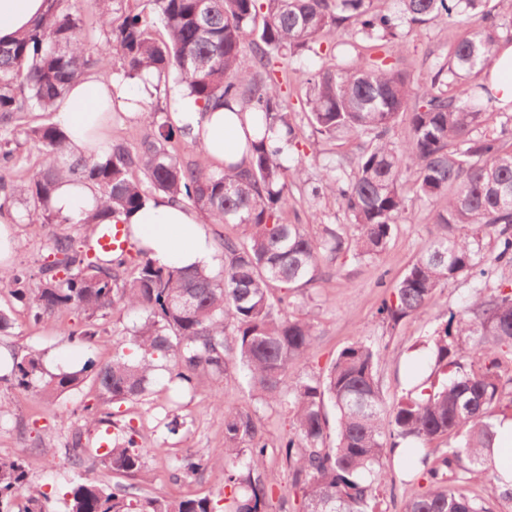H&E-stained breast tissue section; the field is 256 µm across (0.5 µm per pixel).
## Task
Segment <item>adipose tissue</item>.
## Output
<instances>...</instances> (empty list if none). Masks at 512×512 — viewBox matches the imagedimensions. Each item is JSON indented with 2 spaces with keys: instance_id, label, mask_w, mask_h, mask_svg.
Returning <instances> with one entry per match:
<instances>
[{
  "instance_id": "obj_1",
  "label": "adipose tissue",
  "mask_w": 512,
  "mask_h": 512,
  "mask_svg": "<svg viewBox=\"0 0 512 512\" xmlns=\"http://www.w3.org/2000/svg\"><path fill=\"white\" fill-rule=\"evenodd\" d=\"M46 9V0H0V43L11 42ZM114 95L122 99L121 110L133 115L136 106L125 102L124 85L117 80L107 86L97 78H86L61 101L54 120L76 153L101 154L107 150L112 115L102 111L101 104ZM172 99L176 107L172 121L189 127L191 137L204 142L211 164L220 166L241 159L250 124L224 108L210 112L202 120L192 99L177 92ZM97 204V192L87 185L61 184L52 198L55 212L75 219ZM119 221L130 226L134 238L149 250L158 265L205 268L213 262L212 239L200 216L168 198L149 200L140 209L120 216Z\"/></svg>"
}]
</instances>
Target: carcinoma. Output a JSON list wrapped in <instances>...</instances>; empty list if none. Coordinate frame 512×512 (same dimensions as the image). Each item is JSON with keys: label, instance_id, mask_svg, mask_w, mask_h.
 Listing matches in <instances>:
<instances>
[{"label": "carcinoma", "instance_id": "cac0c4a2", "mask_svg": "<svg viewBox=\"0 0 512 512\" xmlns=\"http://www.w3.org/2000/svg\"><path fill=\"white\" fill-rule=\"evenodd\" d=\"M69 0H48V10L11 43L0 44V211L25 205L30 223L72 224L102 230L110 219L164 195L210 224H238L242 240L219 241L222 269L158 265L149 251L124 235L129 247L90 256L71 236L56 237L54 259L39 267V282L10 268L0 286L27 305L33 319L70 310L86 316L85 328L70 335L92 341L97 320L117 305L142 314L124 329L112 361L78 371L48 373L29 352L0 375L48 403L78 389L90 377L102 403L145 400L154 372L165 367L183 389L210 376L229 385L245 382L266 404L287 407L292 430L282 455L300 512H381L385 461L397 451L417 457L410 481H423L403 503V512H494L470 490L487 478L505 497L491 461L497 420L512 412V290L478 289L457 311L440 317L429 336L433 369L387 402L378 379L380 349L358 340L342 349L326 373L285 384L288 369L307 358L315 339L308 317L287 312L286 299L315 281L321 259L380 254L408 210V193L435 208L437 232L406 271L378 314L394 328L425 314L436 292L471 276L484 261L478 234L492 228L493 263L512 265V102L499 106L490 83L503 18L512 23V0H396V12L372 0H91L106 34L91 43ZM448 24V56L436 62L428 81L386 60L358 55L321 64L308 79L306 119L327 138L353 136L359 151L350 173L325 174L312 196L336 198L356 229L349 239L336 230L321 238L289 218L288 151L298 144L296 125L282 91L288 69L309 43L339 32L347 23L384 47L400 24ZM466 28L464 35L460 28ZM127 80L151 77L149 96L177 90L210 108L236 105L248 112L256 137L247 138V160L209 168L201 143L184 159L175 144L187 129L164 111L143 110L146 133L139 143L111 142L104 155H77L55 123L31 126V112L54 113L66 92L88 74L108 83L112 60ZM406 122L408 138L395 142ZM31 142L38 161L28 178L5 180L22 166L21 142ZM89 184L100 205L78 221L56 213L51 198L61 180ZM336 413V444L327 445V407ZM224 416V451L205 457H174L183 474L216 470L218 495L166 499L133 485L107 490L86 480L71 492V512H267L274 476L264 469L266 446L260 422L248 413L216 406ZM132 426L110 441L100 462L117 474L134 475L144 464ZM26 462L0 458V512H11L27 480ZM230 504L220 506L224 489Z\"/></svg>", "mask_w": 512, "mask_h": 512}]
</instances>
